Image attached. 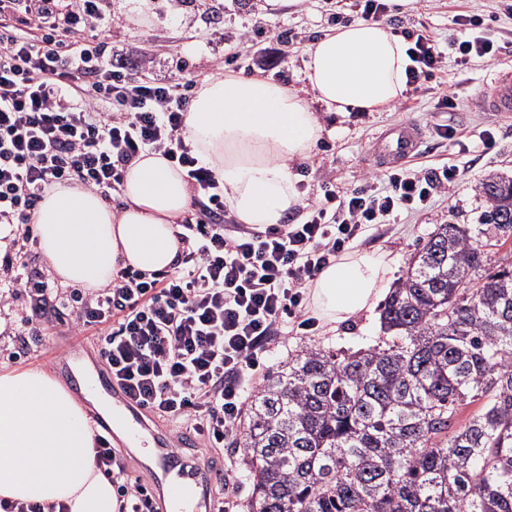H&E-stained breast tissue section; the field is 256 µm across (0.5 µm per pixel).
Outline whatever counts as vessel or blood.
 <instances>
[{
    "mask_svg": "<svg viewBox=\"0 0 512 512\" xmlns=\"http://www.w3.org/2000/svg\"><path fill=\"white\" fill-rule=\"evenodd\" d=\"M483 105L486 111L497 115L512 114V72H498L490 94ZM420 132L411 125L391 130L386 136L382 154L391 162L410 157L419 147ZM90 394H110L112 418L121 421L130 447L142 448L158 470L153 475L152 493L162 512H215L212 481L208 467L192 465L181 455L173 453L162 434L156 433L144 418L142 408L136 406L111 377L87 382Z\"/></svg>",
    "mask_w": 512,
    "mask_h": 512,
    "instance_id": "vessel-or-blood-1",
    "label": "vessel or blood"
}]
</instances>
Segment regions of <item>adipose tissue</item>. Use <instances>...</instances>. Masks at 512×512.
I'll list each match as a JSON object with an SVG mask.
<instances>
[{
  "mask_svg": "<svg viewBox=\"0 0 512 512\" xmlns=\"http://www.w3.org/2000/svg\"><path fill=\"white\" fill-rule=\"evenodd\" d=\"M402 36L353 21L307 50V101L260 76L207 78L186 119L201 164L224 185V202L243 224L280 223L299 202L294 165L323 127L313 102L340 115L371 112L403 97L411 64ZM123 208L76 186H56L35 218L38 247L67 285L97 288L118 264L151 273L178 254L175 220L190 205L182 173L158 155L127 166ZM389 264L375 252L340 256L310 289L315 315L327 323L371 309L389 286ZM85 390L67 388L42 370H0V500L37 503L53 512H115L111 481L94 462Z\"/></svg>",
  "mask_w": 512,
  "mask_h": 512,
  "instance_id": "adipose-tissue-1",
  "label": "adipose tissue"
}]
</instances>
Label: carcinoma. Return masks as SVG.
<instances>
[{
	"label": "carcinoma",
	"mask_w": 512,
	"mask_h": 512,
	"mask_svg": "<svg viewBox=\"0 0 512 512\" xmlns=\"http://www.w3.org/2000/svg\"><path fill=\"white\" fill-rule=\"evenodd\" d=\"M481 189L475 229L411 253L374 345L304 343L263 377L230 442L243 512H512V177Z\"/></svg>",
	"instance_id": "obj_1"
}]
</instances>
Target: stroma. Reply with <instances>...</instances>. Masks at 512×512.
<instances>
[{
	"instance_id": "stroma-1",
	"label": "stroma",
	"mask_w": 512,
	"mask_h": 512,
	"mask_svg": "<svg viewBox=\"0 0 512 512\" xmlns=\"http://www.w3.org/2000/svg\"><path fill=\"white\" fill-rule=\"evenodd\" d=\"M342 13L347 21L358 18L355 0H295L283 6L276 0H112L116 19L112 27V49L121 52L136 46L151 59L149 72L132 70V78L200 84L206 77L227 70L250 76L261 75L304 97L313 92L305 78L308 46L318 37L334 32L328 17ZM391 27L397 34L411 31L430 35L443 49L447 63L422 91L405 96L403 104H392L377 112H354L349 118L327 113L318 107L324 127L322 137L308 157L296 162L300 200L315 199L324 184L342 188L358 186L365 174L378 172L372 155L374 141L391 127L414 123L423 130L424 143L406 167L428 171L453 165L461 172L460 183L446 196L435 197L425 209L400 213L392 224L370 230L356 246L360 252H378L391 262L390 277L399 280L414 248L423 243L440 224H474L484 208L481 184L488 175L512 176V118L485 112L481 102L491 90V80L500 68L512 67V53L496 59H475L457 66L448 37L457 15H475L484 28L498 36H512V18L499 11L494 0H414L410 9H391ZM262 19L265 30H253L254 46H238L240 33L253 29ZM283 32L288 39L287 69L264 67L260 56L271 45L267 30ZM457 128L469 148L461 150L443 140L439 125ZM492 132L496 144L484 150L480 139ZM29 311L28 297L0 307V370L44 369L64 381L71 374L63 369L61 356L73 354L97 359L94 336L72 335L64 315L55 306L45 311V329L37 335H19L23 316ZM380 334V310L372 308L340 323L319 324L314 339L343 349L372 345Z\"/></svg>"
}]
</instances>
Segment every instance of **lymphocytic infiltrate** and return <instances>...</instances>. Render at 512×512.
I'll list each match as a JSON object with an SVG mask.
<instances>
[{
  "instance_id": "f902f5d3",
  "label": "lymphocytic infiltrate",
  "mask_w": 512,
  "mask_h": 512,
  "mask_svg": "<svg viewBox=\"0 0 512 512\" xmlns=\"http://www.w3.org/2000/svg\"><path fill=\"white\" fill-rule=\"evenodd\" d=\"M113 22L110 0H0V225L34 223L58 184L111 194L143 154L182 168L199 211L176 227L182 249L172 267L146 274L125 266L105 287L69 299L16 252L0 270V305L30 294L22 328L31 332L43 329L47 304L62 303L74 332H94L113 380L139 407L220 448L235 434L272 342L316 329L308 283L374 226L454 189L460 171L374 174L308 202L302 222L261 231L238 223L184 134L190 85L129 79V63L144 69L149 61L135 48L113 52ZM455 23L458 65L502 53L473 17ZM408 55L416 92L442 71L445 55L426 34ZM94 453L112 479L117 512H158L103 436Z\"/></svg>"
}]
</instances>
